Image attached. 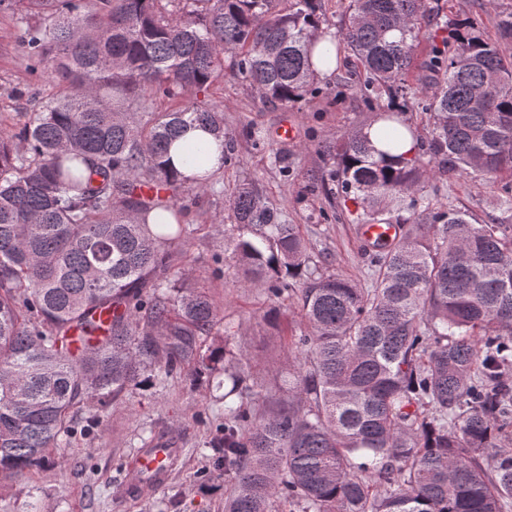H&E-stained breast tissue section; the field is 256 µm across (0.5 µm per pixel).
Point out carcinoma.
I'll return each mask as SVG.
<instances>
[{
    "instance_id": "1",
    "label": "carcinoma",
    "mask_w": 512,
    "mask_h": 512,
    "mask_svg": "<svg viewBox=\"0 0 512 512\" xmlns=\"http://www.w3.org/2000/svg\"><path fill=\"white\" fill-rule=\"evenodd\" d=\"M0 0L24 49L26 95L51 85L33 112L0 129V475L24 480L73 432L75 415L105 406L148 374L196 387L224 371V429L211 443L231 473L224 512H508L512 508V225L403 195L437 175L512 172V9L497 39L425 0H349L336 32L350 75L376 112L366 133L328 152L329 180L370 224L402 233L368 253L362 288L326 273L256 187L232 202L224 259L275 298L303 281L297 371L272 400L237 357L224 318L184 287L173 249L197 228L176 200L197 174L166 157L202 128L222 143L224 113L194 101L224 71L264 102L295 105L317 67L322 0ZM438 85L426 158L390 149L414 133L397 112L421 30ZM150 89L169 112L132 111Z\"/></svg>"
}]
</instances>
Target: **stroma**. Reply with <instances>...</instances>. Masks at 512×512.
Masks as SVG:
<instances>
[{"instance_id":"stroma-1","label":"stroma","mask_w":512,"mask_h":512,"mask_svg":"<svg viewBox=\"0 0 512 512\" xmlns=\"http://www.w3.org/2000/svg\"><path fill=\"white\" fill-rule=\"evenodd\" d=\"M428 7L474 19L481 34L496 36L500 11L512 0H427ZM27 80L25 56L14 38L9 15H0V117L10 120L30 105L15 95ZM324 91L293 106L261 102L257 93L232 74L198 93L224 113V134L231 148L222 172L197 204L180 194L189 207V223L199 230L175 265L191 262V285L205 290L224 315L233 350L256 358L274 386L294 366L289 356L303 324L295 300L274 298L263 281L250 282L219 271L224 256V226L231 221L229 200L246 182L298 225L314 263L360 285L369 282L364 261L366 242L360 234L361 210L340 193L329 190L332 165L327 148L374 119L362 97L347 86V66L339 64L320 81ZM296 129L294 140L276 132ZM260 131L254 141L252 131ZM434 208L469 212L479 224H512V211L496 204L498 184L482 178L442 175L427 182ZM76 435L54 452L55 460L28 479L0 476V512H224L232 488L230 476L215 467L210 439L224 426V391L216 385L189 388L174 378L165 386L130 388L96 415L81 412ZM171 438L181 453L166 484L138 496L127 493L128 461L138 449Z\"/></svg>"}]
</instances>
